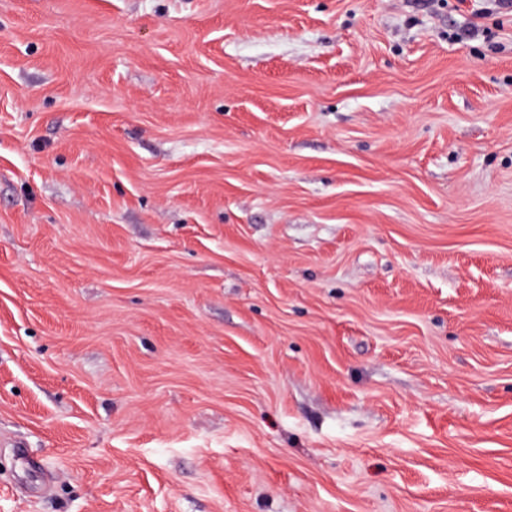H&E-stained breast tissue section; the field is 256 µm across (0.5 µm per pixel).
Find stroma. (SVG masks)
Segmentation results:
<instances>
[{
    "mask_svg": "<svg viewBox=\"0 0 512 512\" xmlns=\"http://www.w3.org/2000/svg\"><path fill=\"white\" fill-rule=\"evenodd\" d=\"M0 0V512H512V14Z\"/></svg>",
    "mask_w": 512,
    "mask_h": 512,
    "instance_id": "obj_1",
    "label": "stroma"
}]
</instances>
